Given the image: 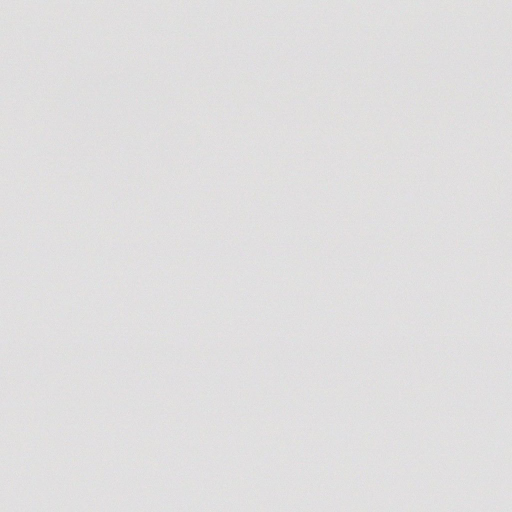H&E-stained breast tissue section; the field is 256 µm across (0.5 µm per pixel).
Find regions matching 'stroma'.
<instances>
[{
	"instance_id": "35a3bbf8",
	"label": "stroma",
	"mask_w": 512,
	"mask_h": 512,
	"mask_svg": "<svg viewBox=\"0 0 512 512\" xmlns=\"http://www.w3.org/2000/svg\"><path fill=\"white\" fill-rule=\"evenodd\" d=\"M25 2L0 0V28L36 17L39 46L0 72V289L17 298L0 308L7 471L34 452L79 463L73 488L96 487L98 512H473L486 484L496 512H512L497 422L512 408V247L480 221L483 181L512 198V98L499 84L512 0L492 18L431 0L380 19L339 0L273 20L179 0L157 31L122 42L112 32L140 0H112L106 15ZM449 125L454 143L429 133ZM296 194L310 225L286 235L279 200ZM71 214L83 234L56 224ZM339 250L345 264H330ZM33 253L41 265L16 288ZM87 255L98 263L74 274ZM74 289L93 293L96 321L67 304ZM349 291L358 305L337 307ZM231 298L236 315L215 319ZM476 400L486 424L463 412ZM328 421L362 424L370 450L324 440ZM271 432L275 450L245 454ZM96 448L112 454L91 474ZM296 460L321 476L299 510L253 496ZM448 465L468 469L469 494L435 490ZM140 472L160 479L134 504ZM20 480L0 488V512H43L49 487Z\"/></svg>"
}]
</instances>
